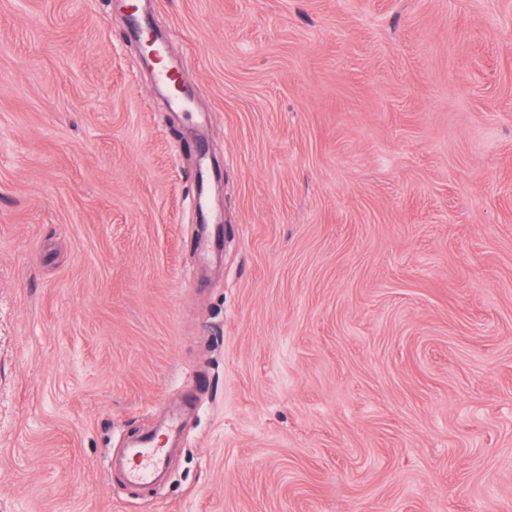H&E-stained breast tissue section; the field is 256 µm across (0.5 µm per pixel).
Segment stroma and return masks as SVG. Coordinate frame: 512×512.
I'll list each match as a JSON object with an SVG mask.
<instances>
[{"instance_id":"stroma-1","label":"stroma","mask_w":512,"mask_h":512,"mask_svg":"<svg viewBox=\"0 0 512 512\" xmlns=\"http://www.w3.org/2000/svg\"><path fill=\"white\" fill-rule=\"evenodd\" d=\"M141 2L0 0V512H512V0ZM161 457V448L151 442L138 448L135 457L128 464V479L136 484L150 482ZM153 461L152 466L151 462Z\"/></svg>"}]
</instances>
